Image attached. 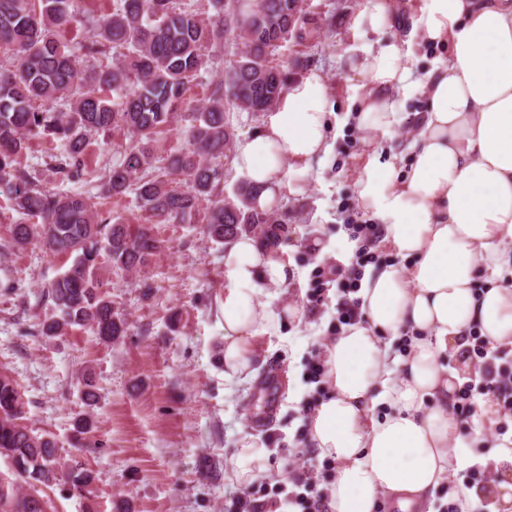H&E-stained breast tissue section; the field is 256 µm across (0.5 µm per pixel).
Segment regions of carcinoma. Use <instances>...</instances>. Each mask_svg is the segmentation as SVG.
Returning a JSON list of instances; mask_svg holds the SVG:
<instances>
[{"label":"carcinoma","instance_id":"obj_1","mask_svg":"<svg viewBox=\"0 0 512 512\" xmlns=\"http://www.w3.org/2000/svg\"><path fill=\"white\" fill-rule=\"evenodd\" d=\"M214 14L190 8L185 0H114L112 12L86 19L91 35L67 45L58 38L76 21L74 0H0V189L16 211L34 222L11 224L7 248L38 245L70 260L50 285L49 312L40 334L63 336L75 327L105 343L128 331L115 306L103 271L139 274L165 251L158 224H199L212 242L225 246L241 234L278 253L288 240L287 214L279 207L257 208L259 189L236 183L224 197V159L234 142L229 110L267 112L287 88V72L275 62L276 49L301 32L299 0H262L244 11L224 14L232 0H208ZM244 51L207 99L178 128L183 145L155 168L154 143L177 122L188 85L205 69L209 53L221 49L228 31ZM94 64L81 69L84 59ZM116 98L107 104L106 94ZM119 130L130 143L123 160L101 183L103 195L134 194L142 222L103 217L94 197L44 187L40 172L20 166L32 138L52 136L64 147L45 166L60 180L80 182L91 133ZM26 402L17 384L0 373V456L8 458L14 479L0 482V501L12 512H47L43 487L60 477L59 445L49 432L26 423ZM95 428L93 414L74 422L76 441ZM66 477L83 496L91 493L93 471L71 461Z\"/></svg>","mask_w":512,"mask_h":512}]
</instances>
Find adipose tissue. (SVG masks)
Returning a JSON list of instances; mask_svg holds the SVG:
<instances>
[{
    "label": "adipose tissue",
    "mask_w": 512,
    "mask_h": 512,
    "mask_svg": "<svg viewBox=\"0 0 512 512\" xmlns=\"http://www.w3.org/2000/svg\"><path fill=\"white\" fill-rule=\"evenodd\" d=\"M384 0H369L356 30L378 32L351 68L362 78L354 125L389 134L398 121L394 96L417 89L427 100L419 131L399 154L370 162L357 183L362 208L383 226L402 264L366 272L358 295L364 319L326 339L329 394L308 423L307 443L335 463L329 512H373L391 497L417 512L445 476L484 458L481 432L461 435L454 414L455 375L443 355L460 356L472 331L512 344V0H422L411 22L422 44L448 45V59L415 78L410 50L389 29ZM328 87L317 72L291 82L261 130L241 145L235 167L259 186V209L290 186L289 162L310 165L330 150ZM229 285L219 358L225 380L254 374L256 339L300 317L297 307L260 299L265 284L286 283L287 263L272 260L247 235L224 254ZM493 284L477 290V273ZM412 335L405 355L392 346ZM387 404L391 412L376 419Z\"/></svg>",
    "instance_id": "obj_1"
}]
</instances>
